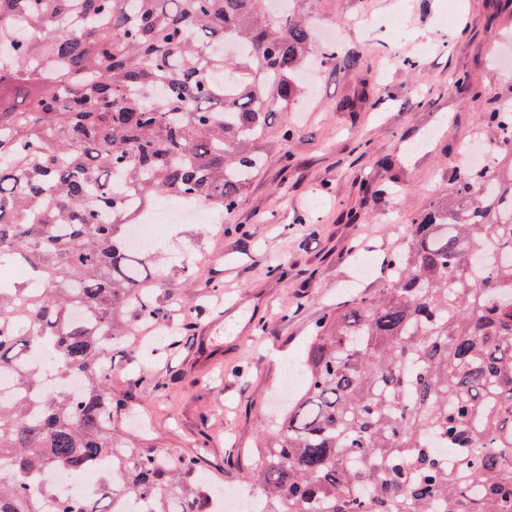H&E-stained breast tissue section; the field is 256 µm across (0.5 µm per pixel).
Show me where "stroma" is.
<instances>
[{"mask_svg":"<svg viewBox=\"0 0 512 512\" xmlns=\"http://www.w3.org/2000/svg\"><path fill=\"white\" fill-rule=\"evenodd\" d=\"M443 3L319 0L312 18L339 29L341 55L306 72L289 139L270 140L266 166L232 213L161 233L166 285L155 291L158 304L208 295L223 303L197 321L190 350L174 359L142 327L140 353L113 347L112 392L126 399L116 424L146 431L177 455L207 440L200 474L211 491L258 496L241 472L223 469L225 457L246 458L261 426L286 408L287 369L322 316L381 286V262L403 232L392 216L427 209L469 141H493L486 114L512 107V72L493 61L512 44V0H458L461 20L449 30L438 23ZM362 13L377 19L371 33L356 23ZM353 52L360 59L350 67L343 57ZM133 371L162 374L168 387L129 393Z\"/></svg>","mask_w":512,"mask_h":512,"instance_id":"1","label":"stroma"}]
</instances>
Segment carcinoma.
<instances>
[{"label": "carcinoma", "mask_w": 512, "mask_h": 512, "mask_svg": "<svg viewBox=\"0 0 512 512\" xmlns=\"http://www.w3.org/2000/svg\"><path fill=\"white\" fill-rule=\"evenodd\" d=\"M285 2L0 0V267L28 271L0 280V374L18 393L0 399V512H202L207 443L182 457L118 432L103 363L128 307L169 317L130 225L161 198L233 212L272 129L289 138L319 44L316 0ZM485 122L492 173H448L382 287L315 326L302 390L250 455L261 512H512V113ZM45 352L48 385L22 365ZM434 440L460 449L453 464ZM88 464V499L32 481Z\"/></svg>", "instance_id": "obj_1"}]
</instances>
